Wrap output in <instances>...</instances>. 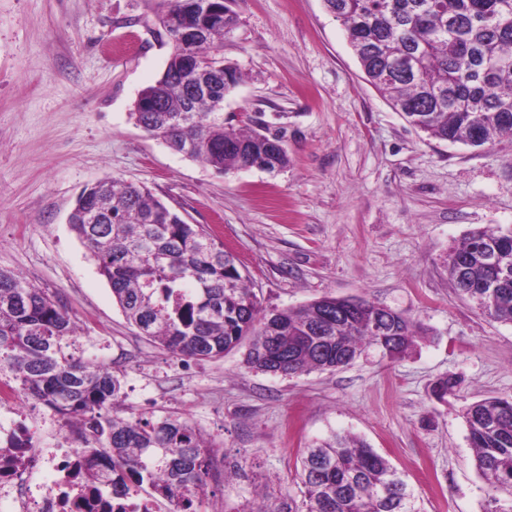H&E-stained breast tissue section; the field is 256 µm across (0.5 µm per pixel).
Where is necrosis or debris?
<instances>
[{
  "label": "necrosis or debris",
  "mask_w": 512,
  "mask_h": 512,
  "mask_svg": "<svg viewBox=\"0 0 512 512\" xmlns=\"http://www.w3.org/2000/svg\"><path fill=\"white\" fill-rule=\"evenodd\" d=\"M55 473L37 481L41 466ZM87 457L65 425L39 405L24 403L12 382L0 376V507L7 512H157L151 497L112 491L104 473L88 478Z\"/></svg>",
  "instance_id": "4bbe7bcc"
}]
</instances>
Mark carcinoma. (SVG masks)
Returning <instances> with one entry per match:
<instances>
[{
    "instance_id": "cac0c4a2",
    "label": "carcinoma",
    "mask_w": 512,
    "mask_h": 512,
    "mask_svg": "<svg viewBox=\"0 0 512 512\" xmlns=\"http://www.w3.org/2000/svg\"><path fill=\"white\" fill-rule=\"evenodd\" d=\"M343 25L368 82L427 137L471 147L512 134V0H324ZM193 15L202 33L181 42L171 17ZM156 25L170 39L161 76L140 92L130 118L171 150L227 173L261 158L288 166L287 148L264 133L224 121V96L237 83L224 63V27L192 0H162ZM125 318L174 355L217 360L247 345V368L293 376L336 370L372 347L390 359L415 346L425 328L365 299L324 296L266 311L224 245L190 224L144 185L104 178L85 187L70 215ZM452 251L468 275H448L474 301L490 278L484 255L499 253L493 294L482 312L512 324V229L478 228ZM375 323L386 327L381 336ZM76 319L19 273L0 270V371L27 398L73 428L91 456V474L112 473V490L148 484L176 506L199 512L209 450L188 422L123 417L124 392L112 370L70 350ZM438 380L432 395L455 392ZM475 466L487 486L485 512H512V397H488L464 416ZM305 512H421L407 482L364 441L334 434L301 460Z\"/></svg>"
}]
</instances>
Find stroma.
<instances>
[{"mask_svg": "<svg viewBox=\"0 0 512 512\" xmlns=\"http://www.w3.org/2000/svg\"><path fill=\"white\" fill-rule=\"evenodd\" d=\"M157 3L0 0V270L76 317L81 354L123 383L125 416L201 432L212 458L201 512L300 504L302 453L334 433L387 458L422 512H483L463 412L512 396V325L457 294L448 250L473 229L512 228V135L483 147L427 138L366 80L323 0H233L222 53L241 80L224 117L282 135L290 162L218 173L129 118L170 53ZM105 177L208 225L265 308L363 298L428 333L394 360L368 350L297 376L249 370L240 349L175 356L127 323L68 223L82 188ZM449 376L456 393L435 399Z\"/></svg>", "mask_w": 512, "mask_h": 512, "instance_id": "obj_1", "label": "stroma"}]
</instances>
